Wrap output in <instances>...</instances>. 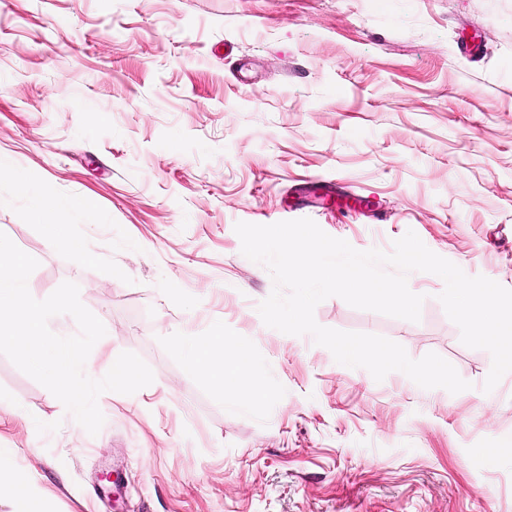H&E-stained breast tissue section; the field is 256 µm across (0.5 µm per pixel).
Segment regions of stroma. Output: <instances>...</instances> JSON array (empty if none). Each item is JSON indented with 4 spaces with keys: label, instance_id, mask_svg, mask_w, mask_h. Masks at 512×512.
<instances>
[{
    "label": "stroma",
    "instance_id": "stroma-1",
    "mask_svg": "<svg viewBox=\"0 0 512 512\" xmlns=\"http://www.w3.org/2000/svg\"><path fill=\"white\" fill-rule=\"evenodd\" d=\"M0 232L63 282L154 381L103 393L89 435L0 355V512L26 483L44 512H512V372L483 385L437 275L419 322L322 301L325 327L433 352L471 387L375 381L312 336L266 326L273 289L239 222L309 218L353 248L414 231L471 277L512 289V0H0ZM72 212L82 262L27 213ZM333 185L356 210L299 197ZM239 340L267 397L189 371L178 341Z\"/></svg>",
    "mask_w": 512,
    "mask_h": 512
}]
</instances>
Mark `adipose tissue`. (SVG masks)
<instances>
[{"mask_svg":"<svg viewBox=\"0 0 512 512\" xmlns=\"http://www.w3.org/2000/svg\"><path fill=\"white\" fill-rule=\"evenodd\" d=\"M68 209L48 206L40 198H32L29 216L41 224L45 234L82 261H90L80 241L69 234ZM187 367L206 377L220 392L234 390L241 399L264 400L266 391L251 381V364L243 345L236 339L214 333L205 337L187 336L181 341Z\"/></svg>","mask_w":512,"mask_h":512,"instance_id":"adipose-tissue-1","label":"adipose tissue"}]
</instances>
